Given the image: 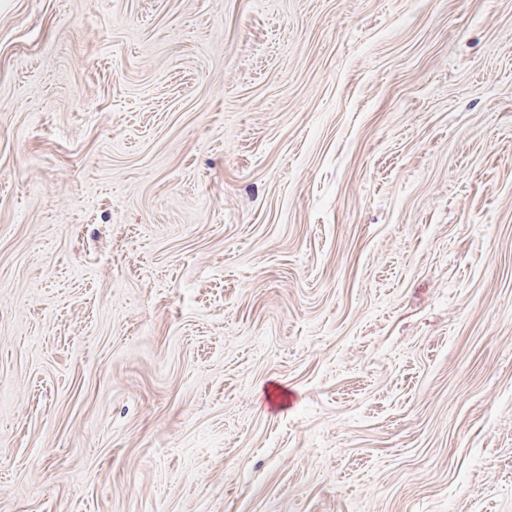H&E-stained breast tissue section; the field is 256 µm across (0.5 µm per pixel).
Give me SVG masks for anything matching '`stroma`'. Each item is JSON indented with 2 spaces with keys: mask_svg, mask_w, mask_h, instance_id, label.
<instances>
[{
  "mask_svg": "<svg viewBox=\"0 0 512 512\" xmlns=\"http://www.w3.org/2000/svg\"><path fill=\"white\" fill-rule=\"evenodd\" d=\"M0 512H512V0H0Z\"/></svg>",
  "mask_w": 512,
  "mask_h": 512,
  "instance_id": "obj_1",
  "label": "stroma"
}]
</instances>
